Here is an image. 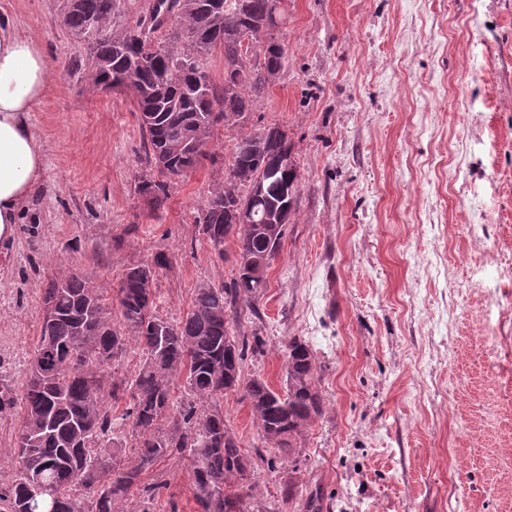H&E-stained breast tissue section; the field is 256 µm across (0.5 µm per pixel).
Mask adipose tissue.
Returning a JSON list of instances; mask_svg holds the SVG:
<instances>
[{"label": "adipose tissue", "mask_w": 512, "mask_h": 512, "mask_svg": "<svg viewBox=\"0 0 512 512\" xmlns=\"http://www.w3.org/2000/svg\"><path fill=\"white\" fill-rule=\"evenodd\" d=\"M49 72L37 38L0 24V240L13 236L44 170L31 112L45 94Z\"/></svg>", "instance_id": "ef3b65f1"}]
</instances>
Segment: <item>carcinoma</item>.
Instances as JSON below:
<instances>
[{
  "label": "carcinoma",
  "instance_id": "obj_1",
  "mask_svg": "<svg viewBox=\"0 0 512 512\" xmlns=\"http://www.w3.org/2000/svg\"><path fill=\"white\" fill-rule=\"evenodd\" d=\"M271 0H243L245 10L220 8L214 0H158L157 16L171 22L162 52L150 54V42L132 27L116 22L121 0H58V17L73 37L87 43V58L73 60L90 86L104 85L129 95L139 114L149 163L164 167L160 179H144L140 193L159 208L168 181L197 168L214 154L206 151L221 123L242 119L253 110L285 67V49L264 28ZM94 18L97 26H88ZM224 53V80L217 85L208 72V56ZM149 63L136 68L138 56ZM200 143L204 151L188 149ZM287 130L263 125L236 144L224 181L208 191L199 229L224 256V243H235L234 263L266 270L279 254L285 236L284 215L295 204L266 192L255 202L256 222L238 224L232 206L248 197L264 164L292 149ZM167 258L127 268L112 303L101 289L73 270L58 274L44 290L40 337L20 397L0 388V410L21 407L14 454L16 479L0 490V512H48L37 479L55 484L53 512H123L136 493L156 497L159 485L142 476L166 458L191 460L190 481L198 512H244V500L257 496L251 473L263 463V451L246 454L224 422L217 405L229 392L249 400L258 434L288 457L298 454L300 437L323 413L316 385L317 358L295 337L284 348L286 394L245 373L250 357L264 353L265 340L238 338L230 325L241 306L257 312L268 286L238 270L227 285L201 284L190 309L177 320L155 314L153 284ZM119 318H112V306ZM142 357L138 372H122L128 349ZM184 377L188 398L176 404L174 380ZM130 396L129 406L112 415L108 400ZM131 430L134 461L120 467V434ZM87 494L88 508L79 496Z\"/></svg>",
  "mask_w": 512,
  "mask_h": 512
}]
</instances>
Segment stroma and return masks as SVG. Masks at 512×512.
<instances>
[{"label":"stroma","instance_id":"1","mask_svg":"<svg viewBox=\"0 0 512 512\" xmlns=\"http://www.w3.org/2000/svg\"><path fill=\"white\" fill-rule=\"evenodd\" d=\"M280 79L245 122L219 127L203 162L170 181L161 207L129 95L90 89L72 67L86 46L56 0H0V18L48 52L51 78L32 123L44 177L0 243V381L21 389L39 339L42 296L71 269L114 293L126 267L165 254L155 292L175 320L201 283L236 275L197 218L251 129L288 131L295 214L257 311L238 336L266 341L245 371L283 392V348L317 357L323 414L297 463L260 467L245 512H267L282 481L324 512H512V0H285ZM224 420L261 440L241 393ZM19 408L0 411V488L16 477ZM187 462L160 461L164 487L127 512H195ZM279 504V503H278Z\"/></svg>","mask_w":512,"mask_h":512}]
</instances>
